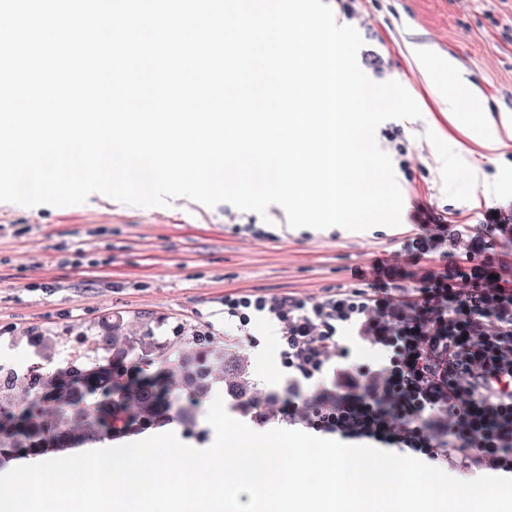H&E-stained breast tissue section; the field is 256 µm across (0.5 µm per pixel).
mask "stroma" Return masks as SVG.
Returning <instances> with one entry per match:
<instances>
[{
  "label": "stroma",
  "mask_w": 512,
  "mask_h": 512,
  "mask_svg": "<svg viewBox=\"0 0 512 512\" xmlns=\"http://www.w3.org/2000/svg\"><path fill=\"white\" fill-rule=\"evenodd\" d=\"M402 82L422 116L404 121L415 168L397 173L403 197L424 193L474 217L480 204L512 200V147L488 152L477 141L487 118H512V0H369ZM436 63L424 76L416 50ZM468 87L457 120L441 95ZM482 181H474L473 170ZM398 227L363 231L338 226L293 228L284 210L266 215L230 204L214 207L179 197L166 207L122 204L93 194L80 205L27 207L0 202V370L25 372L35 362L62 366L94 353L107 319L122 317L129 335L150 331L156 344L211 333L232 338L224 298L239 293L316 298L354 286L352 269L401 246ZM258 345H245L257 392L270 419L259 422L216 386L193 422L173 420L181 441L200 449L212 432L214 396L227 413L265 432L288 428L286 398L305 404L312 386L288 392L275 324L255 317Z\"/></svg>",
  "instance_id": "1"
}]
</instances>
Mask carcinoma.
Masks as SVG:
<instances>
[{"label": "carcinoma", "instance_id": "carcinoma-1", "mask_svg": "<svg viewBox=\"0 0 512 512\" xmlns=\"http://www.w3.org/2000/svg\"><path fill=\"white\" fill-rule=\"evenodd\" d=\"M97 356L63 367L33 363L25 373L0 376V462L60 456L93 442L167 425L210 391L216 374L243 407L258 410L248 360L234 344L213 346L204 336H183L157 346L150 332L121 334L120 322L95 339Z\"/></svg>", "mask_w": 512, "mask_h": 512}]
</instances>
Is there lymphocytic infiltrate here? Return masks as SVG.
<instances>
[{
  "label": "lymphocytic infiltrate",
  "instance_id": "obj_1",
  "mask_svg": "<svg viewBox=\"0 0 512 512\" xmlns=\"http://www.w3.org/2000/svg\"><path fill=\"white\" fill-rule=\"evenodd\" d=\"M357 27L364 71L384 77L393 56L367 0H338ZM411 232L399 250L355 269L361 288H331L312 299L241 294L224 299L237 339L254 314L279 327L281 360L295 381H312L348 356L340 329L382 348L385 361L338 370L335 391L289 421L345 440H367L435 464L449 451L512 472V202L480 211L471 224L430 197L414 196ZM415 265L413 287L400 284Z\"/></svg>",
  "mask_w": 512,
  "mask_h": 512
}]
</instances>
